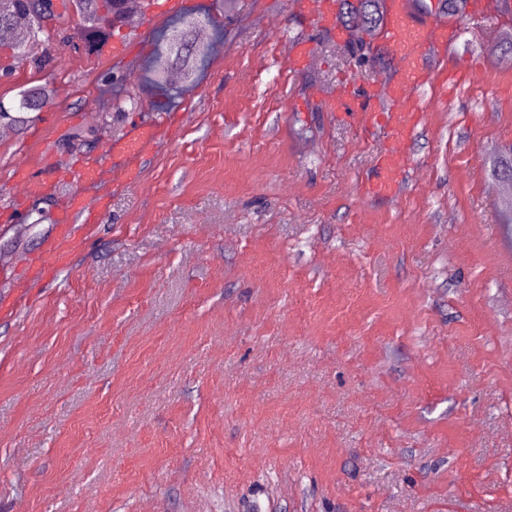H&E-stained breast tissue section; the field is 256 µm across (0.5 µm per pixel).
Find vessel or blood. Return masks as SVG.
Here are the masks:
<instances>
[{"label": "vessel or blood", "mask_w": 512, "mask_h": 512, "mask_svg": "<svg viewBox=\"0 0 512 512\" xmlns=\"http://www.w3.org/2000/svg\"><path fill=\"white\" fill-rule=\"evenodd\" d=\"M384 21L375 40L377 48L387 50L395 60L393 73L384 82L373 85L363 95L352 96L337 90L324 99L331 112H352L362 124L383 121L386 143L381 152L374 177L365 185L368 195L389 199L399 193L406 173L404 149L418 132L421 123L422 92L446 94L447 86L437 74L421 69L420 55L441 57L445 54L450 37L456 31L455 20L440 17L429 22L419 20L410 0H384ZM295 8L321 29L334 32L337 43H344L347 31L336 16L335 0H295ZM288 58L293 71L309 67L313 49L309 41L294 40L289 44ZM159 137L155 126L143 125L125 137L111 141L107 152L113 160L114 183L130 185L138 180L136 159L155 146ZM31 158L12 168V182L26 193L35 194L41 189L30 176ZM89 204L79 195L62 199L56 213L57 232L49 240L47 249L59 253L62 261H69L78 247V216L83 215Z\"/></svg>", "instance_id": "1"}]
</instances>
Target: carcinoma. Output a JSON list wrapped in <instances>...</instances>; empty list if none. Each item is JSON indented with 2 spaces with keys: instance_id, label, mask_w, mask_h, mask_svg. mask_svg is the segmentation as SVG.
I'll list each match as a JSON object with an SVG mask.
<instances>
[{
  "instance_id": "obj_1",
  "label": "carcinoma",
  "mask_w": 512,
  "mask_h": 512,
  "mask_svg": "<svg viewBox=\"0 0 512 512\" xmlns=\"http://www.w3.org/2000/svg\"><path fill=\"white\" fill-rule=\"evenodd\" d=\"M383 0H341L346 20L344 27L349 31L347 44L348 59L358 64L365 60L356 56L364 40L362 31H374L383 21ZM414 9L426 14L436 8L450 16H462L467 0H437L432 6L430 0H412ZM146 0H0V59L11 61L12 68L30 65L38 71L54 72L62 55L46 49L40 54L32 47L42 44L40 34L49 27L63 29L69 14L74 12L82 20L78 41L72 43L76 51L97 55L110 38L124 25L132 21V14L145 8ZM168 57L159 61L154 70V80L162 82L173 62L180 63L183 82L192 85L197 79V69L186 62L184 55L194 59H205L211 52L208 44L191 42L174 35L168 45ZM50 105L46 87L32 86L21 89L17 100L11 106L0 102V123L16 124L26 120L32 112H40Z\"/></svg>"
}]
</instances>
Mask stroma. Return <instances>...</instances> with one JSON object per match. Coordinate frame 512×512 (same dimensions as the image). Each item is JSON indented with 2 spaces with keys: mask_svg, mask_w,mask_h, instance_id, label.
Returning <instances> with one entry per match:
<instances>
[{
  "mask_svg": "<svg viewBox=\"0 0 512 512\" xmlns=\"http://www.w3.org/2000/svg\"><path fill=\"white\" fill-rule=\"evenodd\" d=\"M116 37L64 52L21 87L67 97L0 139V512H512V17L459 23L428 70L409 174L363 190L385 134L326 111L389 68L348 66L293 0H172ZM209 59L192 86L153 71L184 17ZM315 60L288 68L287 45ZM160 141L137 185L58 181L142 123ZM88 142L78 141V134ZM39 153L31 196L11 167ZM111 195L67 267L38 286L58 200ZM288 58L294 72L305 70L313 59L311 43L306 40H292L289 44Z\"/></svg>",
  "mask_w": 512,
  "mask_h": 512,
  "instance_id": "35a3bbf8",
  "label": "stroma"
}]
</instances>
